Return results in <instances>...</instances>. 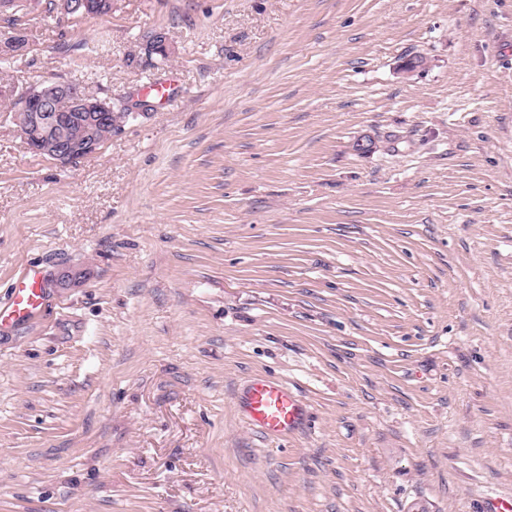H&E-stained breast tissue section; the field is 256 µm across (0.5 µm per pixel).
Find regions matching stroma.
<instances>
[{
	"label": "stroma",
	"instance_id": "35a3bbf8",
	"mask_svg": "<svg viewBox=\"0 0 512 512\" xmlns=\"http://www.w3.org/2000/svg\"><path fill=\"white\" fill-rule=\"evenodd\" d=\"M47 4L0 86L177 90L64 167L0 106V305L88 271L0 333V512L512 498V0ZM256 375L302 431L249 425ZM55 8L68 16L80 12L84 17H100L112 13V0H56ZM45 274L28 267L12 283L9 303L0 307V330L14 329L32 322L46 301ZM240 399L249 423L267 436L288 437L306 420L304 401L279 379L261 375L249 379Z\"/></svg>",
	"mask_w": 512,
	"mask_h": 512
}]
</instances>
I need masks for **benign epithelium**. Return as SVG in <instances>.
<instances>
[{"instance_id": "1", "label": "benign epithelium", "mask_w": 512, "mask_h": 512, "mask_svg": "<svg viewBox=\"0 0 512 512\" xmlns=\"http://www.w3.org/2000/svg\"><path fill=\"white\" fill-rule=\"evenodd\" d=\"M30 0H0V16L13 17L31 10ZM57 12L72 16L100 17L112 13V0H55ZM0 48L20 52L25 48L17 29L0 33ZM112 101L89 94L86 90L58 82H41L14 98V117L28 147L55 162L67 165L95 154L99 143L96 131L112 120ZM78 116L85 129L79 140L68 138L66 127ZM87 272L63 269L54 279V287L70 288L82 282Z\"/></svg>"}]
</instances>
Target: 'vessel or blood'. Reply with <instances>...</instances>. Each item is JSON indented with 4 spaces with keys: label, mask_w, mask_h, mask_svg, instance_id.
Wrapping results in <instances>:
<instances>
[{
    "label": "vessel or blood",
    "mask_w": 512,
    "mask_h": 512,
    "mask_svg": "<svg viewBox=\"0 0 512 512\" xmlns=\"http://www.w3.org/2000/svg\"><path fill=\"white\" fill-rule=\"evenodd\" d=\"M45 301L44 272L34 266L24 269L12 283L8 304L0 307V330L32 322ZM241 406L252 426L273 437L294 434L307 416L304 401L286 382L261 375L244 383Z\"/></svg>",
    "instance_id": "obj_1"
}]
</instances>
